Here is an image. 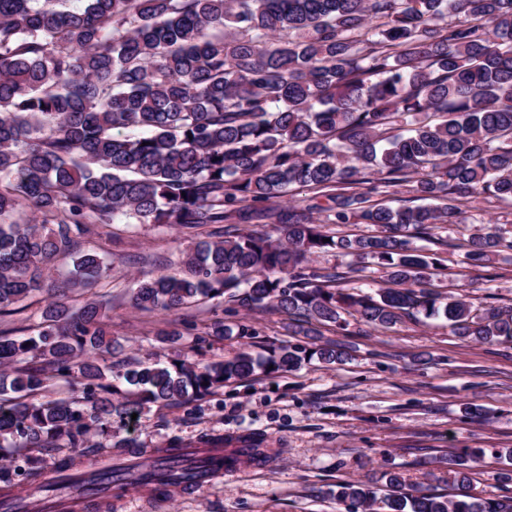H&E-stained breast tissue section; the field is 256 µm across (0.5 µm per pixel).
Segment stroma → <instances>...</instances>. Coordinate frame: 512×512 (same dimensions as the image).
Listing matches in <instances>:
<instances>
[{"label": "stroma", "mask_w": 512, "mask_h": 512, "mask_svg": "<svg viewBox=\"0 0 512 512\" xmlns=\"http://www.w3.org/2000/svg\"><path fill=\"white\" fill-rule=\"evenodd\" d=\"M462 227L441 229L435 251L448 262L459 294L479 303L487 294L512 302V252L489 267L468 265L460 244L466 225H512V204L480 199L470 204ZM83 244L96 246L111 271L99 289L111 292L112 346L119 359L152 358L209 363L241 348L259 352L292 344L280 315L250 313L252 338L168 337L185 320L209 322V304L168 313L132 308L124 292L145 272L143 257L179 262L192 245L178 230L125 220L91 225ZM335 341L351 348L349 360L311 362L278 377L231 382L214 394L139 410L119 439L158 448L171 440L196 444L202 435L263 432L278 453L265 465L242 462L208 484L170 499L136 489L112 499L108 512H338V483L358 480L385 492L390 471L413 487L453 494L447 457L460 448L483 449L474 465V487L496 491L497 478L512 464V343H477L456 336L445 319L404 321L382 333L350 324L346 333L322 326L316 344ZM479 413L466 417V409Z\"/></svg>", "instance_id": "obj_1"}]
</instances>
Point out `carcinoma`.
Masks as SVG:
<instances>
[{"label": "carcinoma", "instance_id": "obj_1", "mask_svg": "<svg viewBox=\"0 0 512 512\" xmlns=\"http://www.w3.org/2000/svg\"><path fill=\"white\" fill-rule=\"evenodd\" d=\"M0 0V315L46 286L55 263L72 276L52 285L27 336H0V445L24 464L0 470L5 512H79L84 501L129 487L167 495L245 458L277 455L261 434L201 439L204 452L172 442L128 460L85 465L132 410L209 395L236 379L274 376L306 360L334 363L338 342L242 350L203 366L146 359L113 364L112 300L78 308L60 298L109 267L78 250L90 224L120 217L168 224L211 239L185 251L175 272L133 281L138 310L171 311L200 300L224 311L275 312L294 333L362 322L387 329L403 317H444L473 342H512V305L476 306L433 285L439 259L410 239L436 240L463 223L480 196L512 203V0ZM326 198L283 208L291 188ZM399 188L421 201L394 210L376 196ZM278 224L280 236L247 228ZM364 224L342 234L334 227ZM465 259L485 268L512 237L470 228ZM337 251L358 262L311 271ZM384 271L365 292L364 263ZM254 335L245 320L184 322L163 336ZM71 394L50 398L52 381ZM119 379L127 385L121 390ZM38 498L41 452L60 447ZM448 456L455 493H391L345 481V512H512V473L500 493L474 492L468 461Z\"/></svg>", "mask_w": 512, "mask_h": 512}]
</instances>
